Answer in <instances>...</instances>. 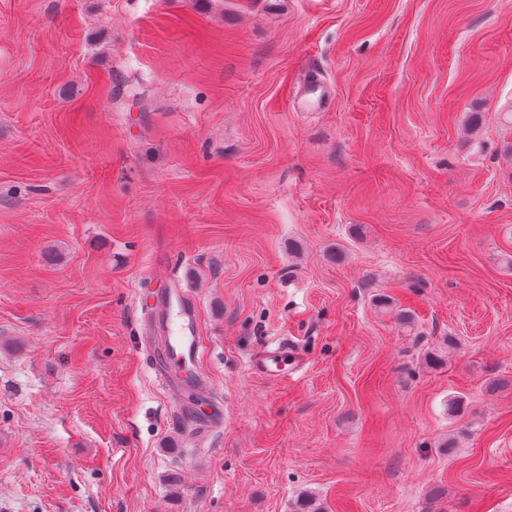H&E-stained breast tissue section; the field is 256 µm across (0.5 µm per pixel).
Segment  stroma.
Wrapping results in <instances>:
<instances>
[{
    "label": "stroma",
    "instance_id": "35a3bbf8",
    "mask_svg": "<svg viewBox=\"0 0 512 512\" xmlns=\"http://www.w3.org/2000/svg\"><path fill=\"white\" fill-rule=\"evenodd\" d=\"M511 140L512 0H0V512H512ZM177 288H165L152 295V303L142 317L137 334L141 338H161L154 352V369L165 382L168 392L179 405L185 396L196 403H206L209 412L200 417L182 414L180 424L186 435L196 434L199 420L210 419L211 427L224 422L222 404L214 399L210 386L196 364L200 347L199 320L196 308L190 305L184 294L177 312L178 323L173 328V296ZM305 365V358L295 345L280 342L259 351L252 361L251 368L258 374L282 381L300 373Z\"/></svg>",
    "mask_w": 512,
    "mask_h": 512
}]
</instances>
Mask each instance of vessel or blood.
<instances>
[{"label": "vessel or blood", "instance_id": "b4317fda", "mask_svg": "<svg viewBox=\"0 0 512 512\" xmlns=\"http://www.w3.org/2000/svg\"><path fill=\"white\" fill-rule=\"evenodd\" d=\"M173 296L170 288L153 293L137 333L142 338L159 339L154 369L173 400L179 403L189 397L194 402L207 404L212 423L223 422L222 405L212 397L210 386L196 364L200 347L197 311L186 301L174 306ZM304 367L305 359L299 349L287 342L262 349L251 365L254 372L280 381L300 373Z\"/></svg>", "mask_w": 512, "mask_h": 512}]
</instances>
